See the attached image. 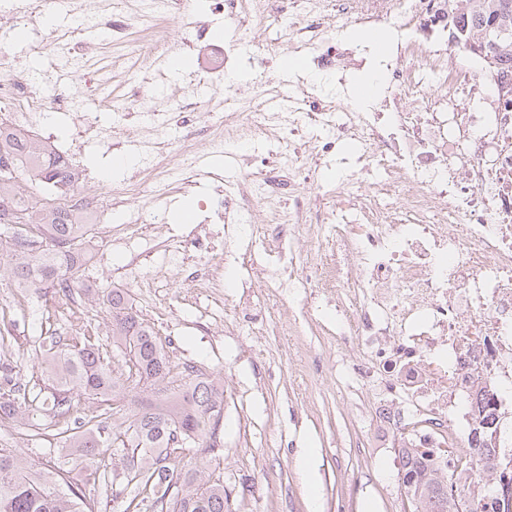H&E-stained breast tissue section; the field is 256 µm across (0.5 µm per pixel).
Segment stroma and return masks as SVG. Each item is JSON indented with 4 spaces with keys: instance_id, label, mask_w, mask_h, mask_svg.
Instances as JSON below:
<instances>
[{
    "instance_id": "1",
    "label": "stroma",
    "mask_w": 512,
    "mask_h": 512,
    "mask_svg": "<svg viewBox=\"0 0 512 512\" xmlns=\"http://www.w3.org/2000/svg\"><path fill=\"white\" fill-rule=\"evenodd\" d=\"M275 45L254 41L248 18L228 19L214 13L209 0H192L185 12L172 19L168 36L180 42L176 54L185 61L180 74L166 65L156 73L141 74L133 66L114 67L123 54L106 31L91 35L93 50L88 63L110 69L111 84L103 100H91L84 108L96 123L111 129V153L88 143L82 163L99 182L89 191L107 188L102 176L111 155L141 162L156 152L160 143L145 116L163 112L183 99L188 83L198 70V54L206 42L229 46L230 71H240L236 83L207 82V94H194V117L204 121L217 116L228 125H238L243 104L284 94L286 86H303L325 105L342 109L358 74L338 77L319 74L307 56L299 55L288 38V15L272 9L265 18ZM206 30L205 41L195 40L197 30ZM298 58L299 71L283 73L284 58ZM143 95L138 115L122 118L117 109L131 85ZM287 131L269 128L262 138L241 143L232 157H218L205 145L194 151L195 166L187 172V188L166 197L143 200L147 211L161 210L165 221L152 225L146 235L155 242L166 240L169 230H181L178 203H193V220L204 232L223 233V224H203L202 208L214 192L212 174L234 181L245 172L261 178L276 176L277 152ZM304 190L314 207L333 210L336 194L330 191L335 173L321 162L306 134H299ZM125 224L93 225L90 245L94 260L86 264L84 279L103 288L127 289L133 307L155 330L173 361L194 365L215 376L224 385V409L219 432L224 446L214 453L187 452L183 469L224 478V512H404V494L399 479L398 440L384 417L370 410L366 389L343 390L341 369L357 361L355 352L339 349L336 309L324 306L309 312L301 294L275 290L263 271L267 260L258 257L256 268L236 263H217L214 288L199 293L189 288L187 277L197 268L195 253H186L180 264L158 268V255L142 250L131 257L124 239ZM249 292L254 300L242 309L239 297ZM72 315L63 319L46 290L20 291L0 287V367L11 368L23 388L42 383L37 365L47 329L69 336L74 324L90 326L104 346L110 347L114 367L122 355L111 348L112 314L81 292L70 300ZM266 318L268 336L255 347L249 336L251 318ZM313 449L310 472H303L299 459L304 449Z\"/></svg>"
}]
</instances>
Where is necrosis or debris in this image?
Returning a JSON list of instances; mask_svg holds the SVG:
<instances>
[{
	"mask_svg": "<svg viewBox=\"0 0 512 512\" xmlns=\"http://www.w3.org/2000/svg\"><path fill=\"white\" fill-rule=\"evenodd\" d=\"M353 2L336 0L335 8L356 23L389 25L399 34L397 55L385 65L388 93L375 106L330 112L309 99L302 112L247 108L243 125L202 128L173 112L176 168L148 156L132 179L107 192L81 190L93 179L83 170L78 184L55 186L52 193L61 206L97 224L111 213L114 199L166 195L175 173L190 169V144L201 137L220 151L268 126L302 123L321 130L316 148L323 157L357 142L354 173H380L373 192L362 196L349 189V174L340 171L335 211L316 212L298 196L288 214H273L272 223L289 242L309 236L316 245L311 258L280 257L276 283L335 297L339 334L360 355L346 386L371 387L374 409L434 455H447L449 443H456L449 484L470 488L472 501L490 510L495 496L484 477L494 472L496 457L471 447L470 432L478 423L477 395H485L497 415L512 411V82L478 74L462 59L444 0H365L357 10ZM49 3L104 25L149 73L169 53L160 35L187 0H144L148 24L135 37L113 14L112 0H29L18 10L19 20L37 30ZM289 37L319 71L373 66L367 50L344 45L316 26L294 22ZM414 59L441 76L442 103L428 106L418 92ZM109 81L93 71L65 87L48 79L36 86L29 70L14 66L12 52L0 49V125L43 128L49 112L67 106L73 110V148L91 139L111 150V133L74 109ZM345 257L351 270L342 268Z\"/></svg>",
	"mask_w": 512,
	"mask_h": 512,
	"instance_id": "4bbe7bcc",
	"label": "necrosis or debris"
}]
</instances>
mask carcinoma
<instances>
[{"instance_id":"1","label":"carcinoma","mask_w":512,"mask_h":512,"mask_svg":"<svg viewBox=\"0 0 512 512\" xmlns=\"http://www.w3.org/2000/svg\"><path fill=\"white\" fill-rule=\"evenodd\" d=\"M467 8L452 14L461 41L485 31L470 52L492 60L493 70L512 76V34L495 38L496 30L512 31V9L501 0H465ZM12 168L13 180H0V220L21 214L40 234L38 242L0 238V252L12 255L11 287L51 288L57 311L68 308L74 286L92 284L82 278L85 243L90 228L79 216L56 205L29 201V189L72 179L67 159L49 145L21 131L0 127V166ZM102 301L112 310V343L123 354L122 377L114 374L99 337L79 329L70 338H44L41 373L52 381L50 394L29 396L11 373L0 375V423L19 422L33 436L65 455L45 468L0 443V512H94L85 491L69 480L67 461L84 465L91 475L106 479L116 449H128L123 467L127 483L137 490L124 512H148L149 506L167 512H224V480L210 476L202 483L179 468L182 454L171 446L175 438L210 452L217 443V426L224 407V386L189 364L172 363L154 328L135 311L123 288L109 290ZM147 384L151 397L137 398ZM96 404L101 420L85 422L74 416L81 400ZM120 421L109 430L103 421ZM402 487L409 512H430L432 501L443 512H477L474 503L460 505L448 494V478L435 468L428 450L400 446ZM181 483V497L168 496Z\"/></svg>"}]
</instances>
